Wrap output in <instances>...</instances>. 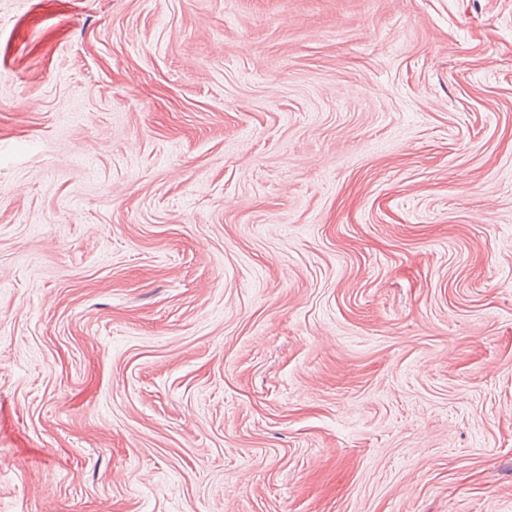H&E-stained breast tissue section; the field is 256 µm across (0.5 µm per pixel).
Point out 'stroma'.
Returning a JSON list of instances; mask_svg holds the SVG:
<instances>
[{
  "instance_id": "obj_1",
  "label": "stroma",
  "mask_w": 512,
  "mask_h": 512,
  "mask_svg": "<svg viewBox=\"0 0 512 512\" xmlns=\"http://www.w3.org/2000/svg\"><path fill=\"white\" fill-rule=\"evenodd\" d=\"M0 512H512V0H0Z\"/></svg>"
}]
</instances>
